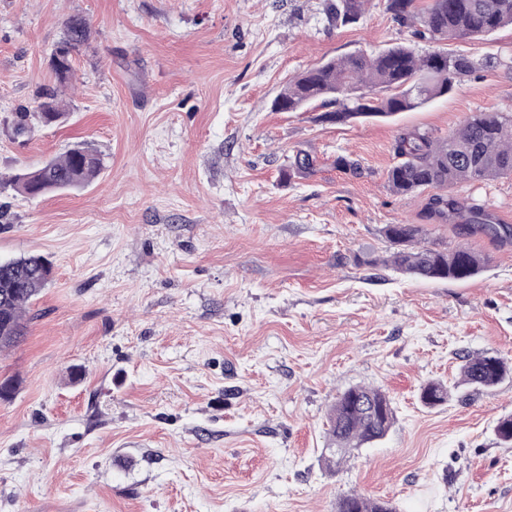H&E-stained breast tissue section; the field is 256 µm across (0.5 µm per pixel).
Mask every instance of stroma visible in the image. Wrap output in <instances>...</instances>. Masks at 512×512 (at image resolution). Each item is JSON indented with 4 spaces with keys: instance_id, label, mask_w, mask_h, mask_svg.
I'll list each match as a JSON object with an SVG mask.
<instances>
[{
    "instance_id": "35a3bbf8",
    "label": "stroma",
    "mask_w": 512,
    "mask_h": 512,
    "mask_svg": "<svg viewBox=\"0 0 512 512\" xmlns=\"http://www.w3.org/2000/svg\"><path fill=\"white\" fill-rule=\"evenodd\" d=\"M90 26L58 125L14 136L56 86L69 16ZM431 43L384 0L335 26L324 0H0V176L76 144L104 159L88 186L0 194V260L40 255L52 280L0 352V512H336L358 493L396 512H512V373L463 385V355L512 364V240L426 224L425 194L385 182L403 131L439 138L512 113V26L449 43L475 72L391 121L317 120L271 104L302 72L354 51ZM312 174L283 180L297 151ZM357 163L339 168L337 157ZM512 220V177L455 187ZM488 256L464 281L381 266L388 224ZM448 388L429 408L420 391ZM382 389L384 439L335 469L327 415Z\"/></svg>"
}]
</instances>
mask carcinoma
Returning <instances> with one entry per match:
<instances>
[{"label": "carcinoma", "instance_id": "obj_1", "mask_svg": "<svg viewBox=\"0 0 512 512\" xmlns=\"http://www.w3.org/2000/svg\"><path fill=\"white\" fill-rule=\"evenodd\" d=\"M367 0H326V11L339 25L356 24L363 17ZM386 10L401 27L432 43L486 37L503 26L512 25V0H386ZM89 38L88 23L80 15L70 16L65 35L52 53L53 69L60 85L71 79L73 55ZM474 72L466 55L434 50L424 55L403 44L378 53L357 51L330 59L294 80L273 101L274 110L298 112L311 104L331 116L333 122L358 117H391L398 112L425 108L450 93ZM67 109L56 89L39 96L37 105L16 113L13 131L26 134L35 127L61 123ZM393 151L400 162L387 171L391 190L411 196L434 189L424 206L423 218L445 223L450 214L466 206L448 190L470 181L512 176V116L502 112H476L462 128L444 139L427 133L399 134ZM103 166L100 155L77 144L42 166L16 173L8 185L28 198L76 188L94 179ZM314 159L298 152L282 169L285 179L293 172L313 170ZM469 232L480 230L494 238L512 237V229L472 213V223L460 225ZM383 233L392 245L389 255L379 261L393 270L425 281L465 280L474 276L486 258L468 247L448 249L426 239L419 224H388ZM358 264L375 265V260L356 259ZM49 262L41 256L20 257L0 262V349L12 347L25 335L27 306L51 280ZM462 383L475 388L497 385L507 372L504 359L496 354L463 357ZM448 389L439 382L426 384L422 402L430 407L445 402ZM330 435L333 447L323 456L327 467L337 466L347 450L361 448L383 439L394 422L391 401L378 388L351 386L341 392L331 407ZM336 512H394L382 500L350 494L339 499Z\"/></svg>", "mask_w": 512, "mask_h": 512}]
</instances>
